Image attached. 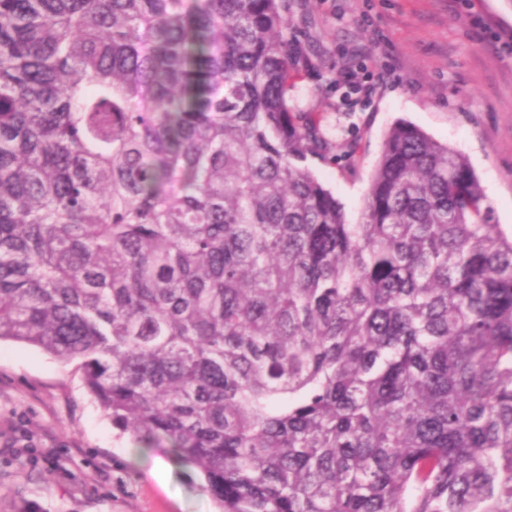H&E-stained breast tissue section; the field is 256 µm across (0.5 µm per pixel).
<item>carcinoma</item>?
<instances>
[{"label":"carcinoma","mask_w":512,"mask_h":512,"mask_svg":"<svg viewBox=\"0 0 512 512\" xmlns=\"http://www.w3.org/2000/svg\"><path fill=\"white\" fill-rule=\"evenodd\" d=\"M285 0H0V341L221 512H512V237L387 132L348 222Z\"/></svg>","instance_id":"obj_1"}]
</instances>
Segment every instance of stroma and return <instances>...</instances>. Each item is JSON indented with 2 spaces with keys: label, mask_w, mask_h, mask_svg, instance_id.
Listing matches in <instances>:
<instances>
[{
  "label": "stroma",
  "mask_w": 512,
  "mask_h": 512,
  "mask_svg": "<svg viewBox=\"0 0 512 512\" xmlns=\"http://www.w3.org/2000/svg\"><path fill=\"white\" fill-rule=\"evenodd\" d=\"M300 68L289 105L339 161L308 159L350 222L384 137L411 123L470 161L512 235V0H288ZM168 462L165 483L152 475ZM0 512H217L165 451L113 427L77 363L0 342Z\"/></svg>",
  "instance_id": "1"
}]
</instances>
